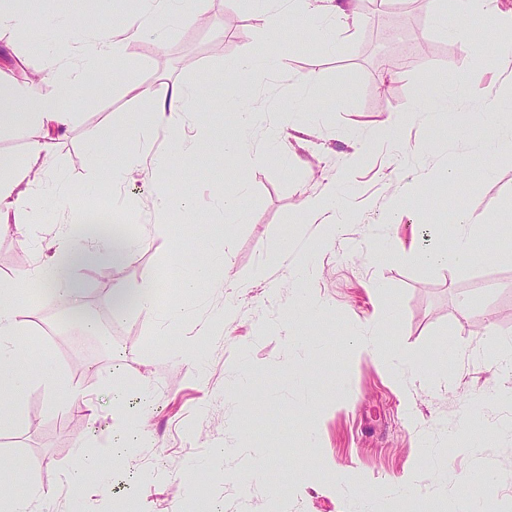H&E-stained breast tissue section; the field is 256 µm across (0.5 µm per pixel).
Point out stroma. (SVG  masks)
I'll return each mask as SVG.
<instances>
[{
  "mask_svg": "<svg viewBox=\"0 0 512 512\" xmlns=\"http://www.w3.org/2000/svg\"><path fill=\"white\" fill-rule=\"evenodd\" d=\"M388 2L379 9L362 0L359 27H335L333 48L323 51L311 39L269 31L258 0H211L206 24L145 32L127 45L124 67L104 64L96 89L69 96L73 122L58 144L55 175L38 183L41 209L0 233V281L33 270L45 243L72 220L56 202L62 194L88 211L112 206L148 245L123 266L74 271L90 315L108 329L90 374L62 335L45 331L59 298L35 279L20 287V318L34 342L16 369L31 383L18 423L0 428V458L8 472H24L18 494L37 486L52 512H100L106 499L134 512H395L406 498L413 512H512V400L496 395L500 379L477 355L491 341L512 342V234L504 230L512 225V159L493 177L448 186L449 171L481 159L467 137L428 139L421 111L435 79L477 70L482 94H454L451 105L489 111L512 96V72L493 63L491 45L452 39L436 21L440 0H421L382 36L400 0ZM135 6L45 0L51 24L0 31V80L38 90L40 74L56 67L48 46L57 25L78 43L120 29ZM277 43L283 50L269 86L246 91L265 99L271 129L253 135L249 155L216 166L235 124L214 108L226 93L221 74ZM177 83L202 86L205 151L180 162V175L134 170L110 191L114 167L139 147L152 109L136 86L160 94ZM296 97L309 112L291 110ZM392 110L404 115L393 137L371 139ZM280 130L290 136L285 160L271 149ZM331 184L341 210L324 246L300 206ZM240 189L246 219L226 223L220 199ZM162 191L190 202L197 223L173 215L157 223L153 199ZM461 214L477 227L474 242L488 244L486 259L458 268L417 258L440 240V225ZM497 224L502 232L492 233ZM200 255L211 279L180 293ZM149 284L158 309L134 307L113 320V291ZM175 303L188 318L172 333L167 308ZM228 303L238 320L197 340L199 325ZM385 305L395 308L391 322L373 328ZM373 331L415 358L417 369L398 376L350 351L354 338ZM193 343L200 356L189 364L176 351ZM57 368L64 382L45 384V370ZM119 383L127 396L117 407L111 393ZM77 385L91 390V403L71 396ZM133 424L149 450L113 457L107 439ZM93 436L95 468L82 485L66 484L78 443ZM191 484L201 485L203 499L186 495ZM362 484L377 489L376 503L359 498Z\"/></svg>",
  "mask_w": 512,
  "mask_h": 512,
  "instance_id": "1",
  "label": "stroma"
}]
</instances>
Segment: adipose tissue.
<instances>
[{
  "label": "adipose tissue",
  "mask_w": 512,
  "mask_h": 512,
  "mask_svg": "<svg viewBox=\"0 0 512 512\" xmlns=\"http://www.w3.org/2000/svg\"><path fill=\"white\" fill-rule=\"evenodd\" d=\"M298 4L303 14L319 16L317 38L322 45L328 42L330 24L340 21L354 24L358 21L355 0H298ZM206 8L207 0H141L123 32L100 37L83 49L79 61H72L69 53L60 54L57 71L49 79V89L31 92L0 82V125H21L31 132L25 163H0L1 224L9 223L11 216L32 212L41 205L40 195L34 186L35 176L50 169L57 142L72 121L63 90L84 91L87 70L94 68L100 60L122 64L126 45L145 29L159 22L195 19ZM276 61V54L263 52L225 67L224 79L230 92L219 107L237 118L234 131L224 139L226 153H241L248 129L262 126L266 121L264 109L239 95L238 86L262 83L265 75L274 72ZM453 89V83L438 81L422 97L421 110L425 115H447L445 138L452 139L471 130L475 133L473 143L478 155L498 156L512 149V100L475 117L466 112L449 111L448 95ZM139 94L150 99L153 106L154 122L142 130L143 140L148 141L156 132L173 128L180 113L194 111L202 89L197 84H175L161 95L148 87L140 88ZM485 127L496 129L498 137L495 141L488 142L478 136V129ZM145 244L144 238L112 234L95 220L81 214L73 223L61 227L49 245L50 257L41 262L33 274L44 283L50 294L75 301L81 294L73 276L77 266L100 261L120 266ZM27 334V328L19 319L15 288L0 285V386L8 388L16 396L21 395L29 384L28 378L14 369L15 361L28 350Z\"/></svg>",
  "instance_id": "obj_1"
}]
</instances>
